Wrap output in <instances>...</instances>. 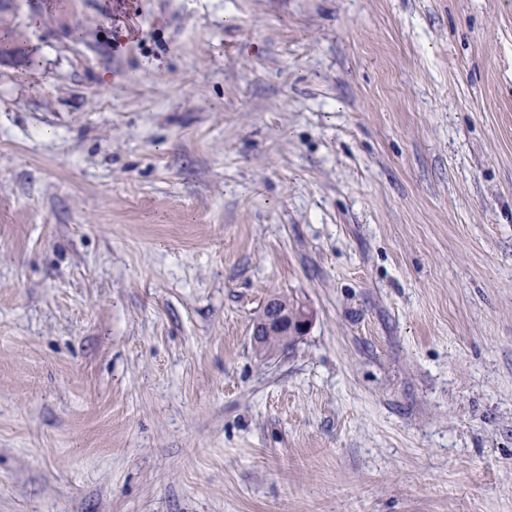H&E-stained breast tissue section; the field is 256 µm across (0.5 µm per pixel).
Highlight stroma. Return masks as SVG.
Wrapping results in <instances>:
<instances>
[{
    "instance_id": "35a3bbf8",
    "label": "stroma",
    "mask_w": 512,
    "mask_h": 512,
    "mask_svg": "<svg viewBox=\"0 0 512 512\" xmlns=\"http://www.w3.org/2000/svg\"><path fill=\"white\" fill-rule=\"evenodd\" d=\"M0 512H512V0H0ZM313 320L305 305L288 300L283 295H271L251 325V343L256 357L267 360L277 352L292 347L306 334ZM274 341L280 347L269 348Z\"/></svg>"
}]
</instances>
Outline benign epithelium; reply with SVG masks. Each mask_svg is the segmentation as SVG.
<instances>
[{"label": "benign epithelium", "instance_id": "benign-epithelium-1", "mask_svg": "<svg viewBox=\"0 0 512 512\" xmlns=\"http://www.w3.org/2000/svg\"><path fill=\"white\" fill-rule=\"evenodd\" d=\"M313 320L312 311L282 295H272L251 325V343L256 357L267 360L292 347L306 334Z\"/></svg>", "mask_w": 512, "mask_h": 512}]
</instances>
